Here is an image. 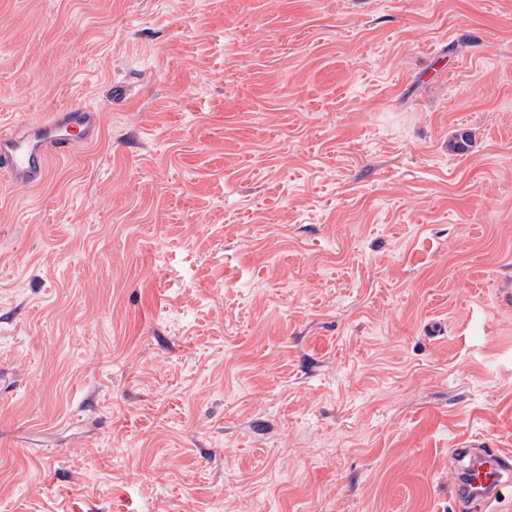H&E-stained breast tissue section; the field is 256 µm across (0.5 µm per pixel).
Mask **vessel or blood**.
Listing matches in <instances>:
<instances>
[{
  "instance_id": "obj_1",
  "label": "vessel or blood",
  "mask_w": 512,
  "mask_h": 512,
  "mask_svg": "<svg viewBox=\"0 0 512 512\" xmlns=\"http://www.w3.org/2000/svg\"><path fill=\"white\" fill-rule=\"evenodd\" d=\"M97 113L73 107L64 121L33 125L19 121L0 130V180L31 187L47 176L50 155L66 156L93 140ZM455 473L451 479L456 503L484 505L492 502L507 477L512 476V457L495 448L488 438L467 436L453 452Z\"/></svg>"
}]
</instances>
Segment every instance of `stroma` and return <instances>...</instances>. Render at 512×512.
<instances>
[{"instance_id":"1","label":"stroma","mask_w":512,"mask_h":512,"mask_svg":"<svg viewBox=\"0 0 512 512\" xmlns=\"http://www.w3.org/2000/svg\"><path fill=\"white\" fill-rule=\"evenodd\" d=\"M71 106L0 187V512H459L512 454V0H0V127ZM65 121L32 125L19 121L9 130H0V181L31 187L47 176L50 154L67 156L93 140L97 111L72 107ZM453 451L455 474L450 482L457 505L492 502L510 478V455L495 449L488 438L474 435L460 439Z\"/></svg>"}]
</instances>
